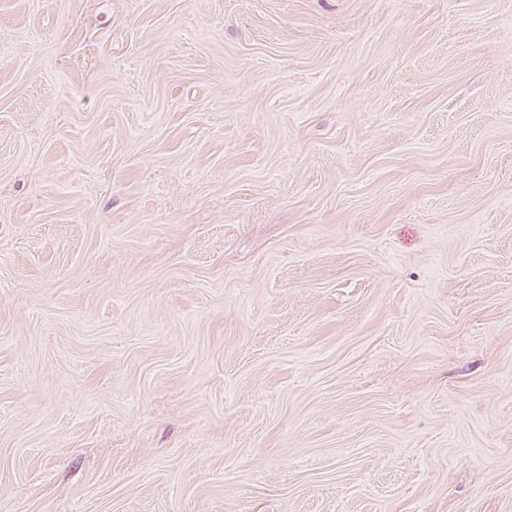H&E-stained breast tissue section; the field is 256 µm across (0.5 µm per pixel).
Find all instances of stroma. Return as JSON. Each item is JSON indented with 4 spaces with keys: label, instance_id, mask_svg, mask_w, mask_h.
Wrapping results in <instances>:
<instances>
[{
    "label": "stroma",
    "instance_id": "35a3bbf8",
    "mask_svg": "<svg viewBox=\"0 0 512 512\" xmlns=\"http://www.w3.org/2000/svg\"><path fill=\"white\" fill-rule=\"evenodd\" d=\"M0 512H512V0H0Z\"/></svg>",
    "mask_w": 512,
    "mask_h": 512
}]
</instances>
